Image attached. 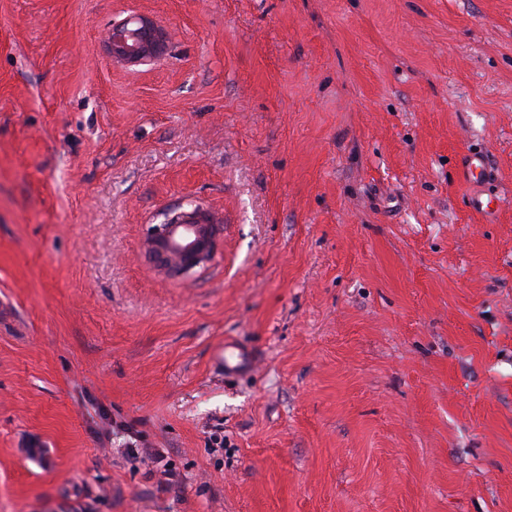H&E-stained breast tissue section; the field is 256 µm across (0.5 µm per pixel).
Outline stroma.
Listing matches in <instances>:
<instances>
[{"label": "stroma", "mask_w": 512, "mask_h": 512, "mask_svg": "<svg viewBox=\"0 0 512 512\" xmlns=\"http://www.w3.org/2000/svg\"><path fill=\"white\" fill-rule=\"evenodd\" d=\"M0 512H512V0H0ZM126 20L115 26L110 43L112 56L127 63H138L154 55L159 47V31L147 19L138 18L135 28ZM223 225L211 224L199 207L178 206L165 219L150 226L146 239L148 257L172 277L205 267L215 256ZM254 356L230 342L224 344V371L238 372L253 366Z\"/></svg>", "instance_id": "1"}]
</instances>
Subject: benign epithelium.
<instances>
[{"label":"benign epithelium","instance_id":"7a95c632","mask_svg":"<svg viewBox=\"0 0 512 512\" xmlns=\"http://www.w3.org/2000/svg\"><path fill=\"white\" fill-rule=\"evenodd\" d=\"M158 47L159 31L145 18H138L133 28L124 22L113 29L110 51L118 60L138 63L154 55ZM221 234L223 226L205 219L200 208L178 206L162 222L150 226L146 250L160 269L179 277L212 261Z\"/></svg>","mask_w":512,"mask_h":512}]
</instances>
